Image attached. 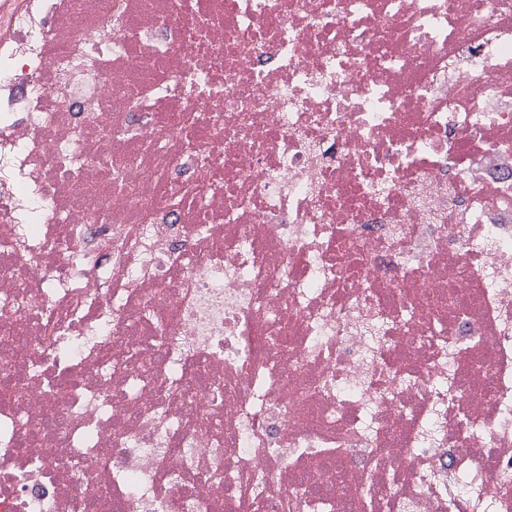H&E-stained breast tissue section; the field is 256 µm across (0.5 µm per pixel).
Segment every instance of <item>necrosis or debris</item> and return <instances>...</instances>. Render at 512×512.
Listing matches in <instances>:
<instances>
[{"mask_svg": "<svg viewBox=\"0 0 512 512\" xmlns=\"http://www.w3.org/2000/svg\"><path fill=\"white\" fill-rule=\"evenodd\" d=\"M0 24V512H512V0ZM448 493L453 496L472 497L473 507L477 509L476 512H489V505L485 502L478 500L476 490L471 482L465 478L456 477L453 474L448 475Z\"/></svg>", "mask_w": 512, "mask_h": 512, "instance_id": "necrosis-or-debris-1", "label": "necrosis or debris"}]
</instances>
